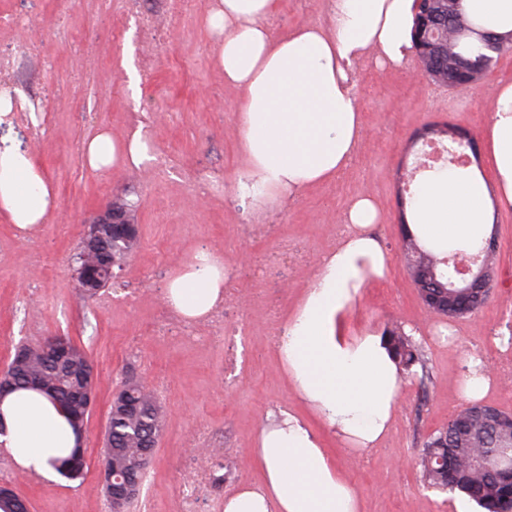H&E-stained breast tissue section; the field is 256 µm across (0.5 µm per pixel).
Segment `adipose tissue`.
Segmentation results:
<instances>
[{
  "instance_id": "obj_1",
  "label": "adipose tissue",
  "mask_w": 512,
  "mask_h": 512,
  "mask_svg": "<svg viewBox=\"0 0 512 512\" xmlns=\"http://www.w3.org/2000/svg\"><path fill=\"white\" fill-rule=\"evenodd\" d=\"M279 0H212L205 21L218 41L217 67L242 94L237 126L244 169L229 194L251 196L258 217L282 209L310 186L336 180L367 134L357 99L365 58L404 67L413 53L414 0H328L327 21L303 23L273 38L267 20ZM477 31L512 39V0H460ZM500 203L512 208V83L495 95L486 131ZM91 170H144L153 161L142 127L121 138L101 132L83 145ZM53 192L34 157L0 148V213L23 232L43 224ZM412 229L436 253L476 247L488 222L482 184L451 167L419 181ZM348 231L321 259L278 351L295 399L343 445L376 447L392 425L404 374L383 336L345 335L341 324L366 280L384 277L389 260L372 234L380 209L369 195L347 205ZM223 258L201 250L168 283L167 301L189 319L210 314L224 295ZM78 436L53 401L32 390L0 396V444L20 472L50 476ZM260 483L235 491L224 512H359V496L290 408L269 414L254 451Z\"/></svg>"
}]
</instances>
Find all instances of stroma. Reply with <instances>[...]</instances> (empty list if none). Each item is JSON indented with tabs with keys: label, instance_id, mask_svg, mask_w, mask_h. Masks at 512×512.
Wrapping results in <instances>:
<instances>
[{
	"label": "stroma",
	"instance_id": "stroma-1",
	"mask_svg": "<svg viewBox=\"0 0 512 512\" xmlns=\"http://www.w3.org/2000/svg\"><path fill=\"white\" fill-rule=\"evenodd\" d=\"M211 0H191L153 52L136 56L150 70L141 102L126 91L120 66L127 36L138 33L124 0H0V13L33 20L32 28L0 31V53L21 39L31 53L21 64L35 75L33 91L44 111L42 125L21 120L0 125V142L32 152L54 191L44 224L20 233L0 214V368L16 347L64 336L87 351L97 374V398L85 425L82 479L48 480L26 474L13 488L31 512H109L101 477L109 406L126 377L147 384L163 407L164 423L138 502L152 512H176L185 449L207 427L234 455L224 461V484L212 489V512L224 499L256 482L253 452L268 414L292 404L273 331L296 310L322 254L337 242L336 226L347 204L361 194L376 199L378 242L389 259L384 281L368 282L346 316L345 330L411 327L429 370L427 382L406 377L392 427L364 453L344 449L329 431L321 437L360 501V512H457L459 496L427 488L417 461L427 437L447 425L466 404L460 386L464 361L475 356L494 373L485 403L512 413V208L497 203L483 129L499 82L512 81V49L470 88L457 91L418 76L416 60L400 71L360 65L359 103L368 133L352 166L336 181L307 190L288 207L258 223L251 201L229 198L224 186L243 168L238 150V90L225 86L215 64L216 39L204 17ZM326 18V0H281L268 25L280 38L304 22ZM153 105V145L170 163L167 173L119 166L91 171L82 150L98 131L121 137L129 115ZM448 123L470 132L481 154L470 171L483 180L490 201L496 266L489 297L475 314L440 318L427 312L406 268L401 216L407 200L402 175L413 143L427 125ZM208 174L214 189L200 196L194 176ZM122 200L138 209V243L115 271L112 284L85 297L73 275L72 257L92 220ZM292 257L278 258L282 243ZM199 249L220 255L230 270L234 296L224 300V325L232 337L189 342L178 327L153 332L169 279ZM138 297L137 307L122 301Z\"/></svg>",
	"mask_w": 512,
	"mask_h": 512
}]
</instances>
